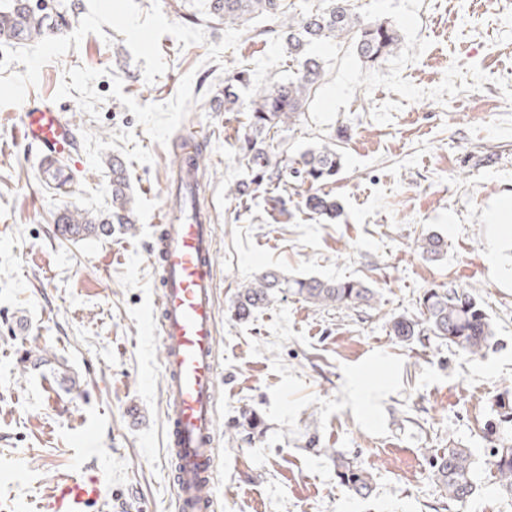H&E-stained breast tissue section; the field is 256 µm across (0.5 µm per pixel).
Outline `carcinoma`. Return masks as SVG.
Here are the masks:
<instances>
[{
    "label": "carcinoma",
    "instance_id": "obj_1",
    "mask_svg": "<svg viewBox=\"0 0 512 512\" xmlns=\"http://www.w3.org/2000/svg\"><path fill=\"white\" fill-rule=\"evenodd\" d=\"M285 0H208L206 16L210 21L243 24L263 17L273 24L267 32H281L288 57L298 63L297 72L285 81L254 90L252 99L243 104L238 88L248 85L246 70L241 69L224 80V111L249 112V131L239 138L242 159L247 165L262 169L263 176L239 182L229 189L234 199L243 204L250 196V185L264 186L270 200L279 205V213H288L287 200L280 192L281 169L271 164L265 136L272 130L297 121L305 111L315 86L322 78L323 66L311 47L335 38L350 42L360 61L371 66L392 53L399 44V35L385 21L363 19L350 0H323L304 12H290ZM50 17L33 15L26 0H11L0 10V39L21 44L41 38L50 28ZM347 139V130H336L333 146L308 149L289 166V178L295 182V194L301 197L306 211L319 218L334 220L341 210L336 197L318 190L336 179L342 169L339 144ZM112 170V208L93 215L87 211L66 210L58 217L59 233L73 240L112 236L116 224L132 223L130 198L123 160L109 158ZM445 242L437 235H428L416 244L425 260L437 261L444 255ZM298 295L318 306L349 308L369 305L375 301L373 289L356 280L323 281L315 278L289 280L276 271H266L242 288L237 295L235 316L248 318L252 312L270 302L276 293ZM419 316L391 319V334L407 341L415 336H433L468 355H480L493 343L494 331L488 314L478 296L467 288L440 287L427 289L419 299ZM493 418L485 425V436L494 448L489 470L494 474L498 491L512 497V391L500 392L494 403ZM340 480L355 493L371 491L368 471L353 464L336 450L332 451ZM432 480L444 492L445 499L462 506L474 494L472 459L466 448H449L432 461Z\"/></svg>",
    "mask_w": 512,
    "mask_h": 512
}]
</instances>
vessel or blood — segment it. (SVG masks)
<instances>
[{
  "label": "vessel or blood",
  "mask_w": 512,
  "mask_h": 512,
  "mask_svg": "<svg viewBox=\"0 0 512 512\" xmlns=\"http://www.w3.org/2000/svg\"><path fill=\"white\" fill-rule=\"evenodd\" d=\"M21 138L55 158L77 150L72 127L46 99L26 105ZM178 190L181 210L165 209L160 233L150 245L164 271L156 331L163 349L166 446L174 461L178 512H214L219 360L213 226L196 207L192 170L182 172ZM102 493L98 475L67 477L46 496L41 512H87Z\"/></svg>",
  "instance_id": "1"
}]
</instances>
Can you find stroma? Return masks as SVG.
<instances>
[{
	"label": "stroma",
	"mask_w": 512,
	"mask_h": 512,
	"mask_svg": "<svg viewBox=\"0 0 512 512\" xmlns=\"http://www.w3.org/2000/svg\"><path fill=\"white\" fill-rule=\"evenodd\" d=\"M29 2L56 29L0 43V512H40L60 477L87 473L104 483L89 512H176L148 241L187 139L205 154L214 226L217 512H431L443 495L431 463L453 446L470 449L477 490L447 512H512L483 431L495 396L512 389V277L488 261V213L512 195V0H354L396 28L399 47L368 67L348 43L314 46L322 79L270 147L284 166L347 127L343 169L325 186L343 213L311 216L292 194L276 222L264 193L245 210L227 195L249 176L246 115L221 95L240 68L256 88L291 75L265 20L206 21V0ZM30 97L54 101L80 144L63 189L20 141ZM113 154L133 228L65 239L60 213L110 209ZM429 234L446 243L433 262L416 252ZM265 270L357 279L376 301L336 309L279 294L235 319L238 288ZM448 286L486 307L495 338L484 355L391 335L425 289ZM334 450L371 473L369 495L339 482Z\"/></svg>",
	"instance_id": "stroma-1"
}]
</instances>
